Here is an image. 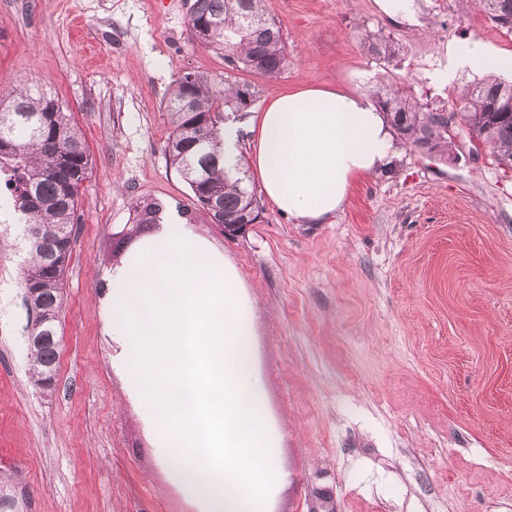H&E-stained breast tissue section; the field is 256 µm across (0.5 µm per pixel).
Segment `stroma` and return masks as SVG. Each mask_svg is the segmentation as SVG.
<instances>
[{"label":"stroma","mask_w":512,"mask_h":512,"mask_svg":"<svg viewBox=\"0 0 512 512\" xmlns=\"http://www.w3.org/2000/svg\"><path fill=\"white\" fill-rule=\"evenodd\" d=\"M194 0H0V91L57 94L89 148L77 241L64 281L52 393L29 373L16 224H0V512H201L173 483L112 369L103 272L133 246L135 206L188 213L252 299L256 370L284 481L269 512H512V176L474 150L464 122L447 154L404 145L358 181L342 211L299 224L262 201L229 235L192 204L170 165L164 110L178 75L223 77L194 44ZM288 66L247 72L251 111L302 86L373 94L384 82L452 108L467 69L435 81L449 43L512 53V31L472 0H266ZM399 47L377 61L366 34Z\"/></svg>","instance_id":"1"}]
</instances>
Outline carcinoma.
<instances>
[{
    "mask_svg": "<svg viewBox=\"0 0 512 512\" xmlns=\"http://www.w3.org/2000/svg\"><path fill=\"white\" fill-rule=\"evenodd\" d=\"M491 20L512 29V0H474ZM192 40L224 54L231 70L267 78L279 76L288 65V48L281 26L271 17L265 0H194L188 20ZM367 53L389 60L393 42L379 35L363 38ZM179 75L168 91L165 111L172 132L165 147L170 164L188 183L195 204L213 224H251L262 207L247 184L242 164L226 171L218 153L224 111L243 112L253 100L251 84L211 78L192 72ZM376 104L390 120L399 138L429 152H448L451 135L430 107L396 84L380 87ZM460 112L475 147L490 151L503 172H512V112L502 108L512 101V83L488 74L459 93ZM91 160L83 134L71 113L54 95L30 87L0 100V209L14 215V223L36 232L29 241L30 260L24 268L25 292H35L41 314L30 325V373L42 390L54 388L60 340L57 322L63 300L64 276L76 243L80 223V191L89 179ZM213 197L220 212L206 207ZM162 204L137 206L136 226L159 221Z\"/></svg>",
    "mask_w": 512,
    "mask_h": 512,
    "instance_id": "carcinoma-1",
    "label": "carcinoma"
}]
</instances>
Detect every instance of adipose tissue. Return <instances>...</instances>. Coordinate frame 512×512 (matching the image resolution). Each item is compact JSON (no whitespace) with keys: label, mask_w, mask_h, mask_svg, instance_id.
Masks as SVG:
<instances>
[{"label":"adipose tissue","mask_w":512,"mask_h":512,"mask_svg":"<svg viewBox=\"0 0 512 512\" xmlns=\"http://www.w3.org/2000/svg\"><path fill=\"white\" fill-rule=\"evenodd\" d=\"M466 68L512 70V54L493 53L478 40L457 41L435 79L451 83ZM220 139L228 168L243 140H252L251 164L265 196L307 224L343 210L357 180L393 167L402 153L372 100L336 87L282 94L251 116L226 120Z\"/></svg>","instance_id":"obj_1"}]
</instances>
